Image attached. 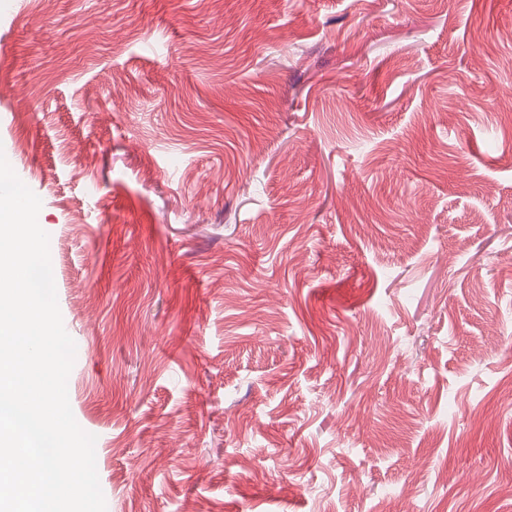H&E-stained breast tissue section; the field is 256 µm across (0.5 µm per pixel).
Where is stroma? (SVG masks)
Instances as JSON below:
<instances>
[{
	"label": "stroma",
	"instance_id": "1",
	"mask_svg": "<svg viewBox=\"0 0 512 512\" xmlns=\"http://www.w3.org/2000/svg\"><path fill=\"white\" fill-rule=\"evenodd\" d=\"M0 84L107 512H512V0H0Z\"/></svg>",
	"mask_w": 512,
	"mask_h": 512
}]
</instances>
